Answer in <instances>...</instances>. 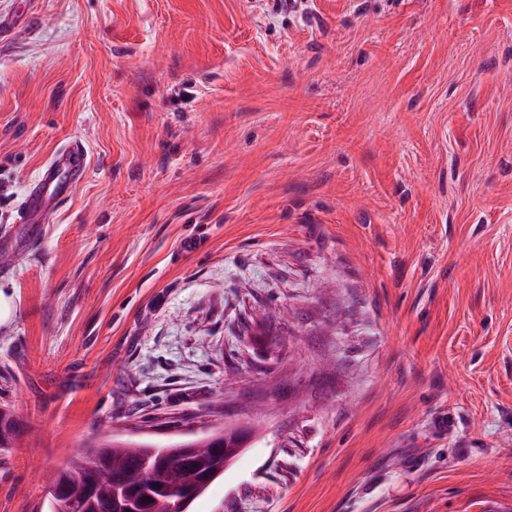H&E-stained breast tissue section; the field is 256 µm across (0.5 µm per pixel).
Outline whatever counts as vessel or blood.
Segmentation results:
<instances>
[{
    "label": "vessel or blood",
    "mask_w": 512,
    "mask_h": 512,
    "mask_svg": "<svg viewBox=\"0 0 512 512\" xmlns=\"http://www.w3.org/2000/svg\"><path fill=\"white\" fill-rule=\"evenodd\" d=\"M89 167L85 146L72 141L60 146L26 185L17 208L20 224H42L72 195Z\"/></svg>",
    "instance_id": "1"
}]
</instances>
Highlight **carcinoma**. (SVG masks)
I'll return each mask as SVG.
<instances>
[{"mask_svg":"<svg viewBox=\"0 0 512 512\" xmlns=\"http://www.w3.org/2000/svg\"><path fill=\"white\" fill-rule=\"evenodd\" d=\"M21 434L15 414L0 415V448L13 447ZM188 470L215 477L223 473V440H215L210 452L184 454L174 447L120 448L105 437L69 460L66 472L77 477L71 497L51 495L48 512H123L132 498L146 512H171L174 493Z\"/></svg>","mask_w":512,"mask_h":512,"instance_id":"carcinoma-1","label":"carcinoma"}]
</instances>
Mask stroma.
I'll list each match as a JSON object with an SVG mask.
<instances>
[{
  "mask_svg": "<svg viewBox=\"0 0 512 512\" xmlns=\"http://www.w3.org/2000/svg\"><path fill=\"white\" fill-rule=\"evenodd\" d=\"M23 6L0 512L103 437L224 425L189 512H512V0ZM71 139L83 182L14 224ZM21 434L20 422L15 414L4 411L2 416V409L0 408V448L13 447L15 440Z\"/></svg>",
  "mask_w": 512,
  "mask_h": 512,
  "instance_id": "35a3bbf8",
  "label": "stroma"
}]
</instances>
